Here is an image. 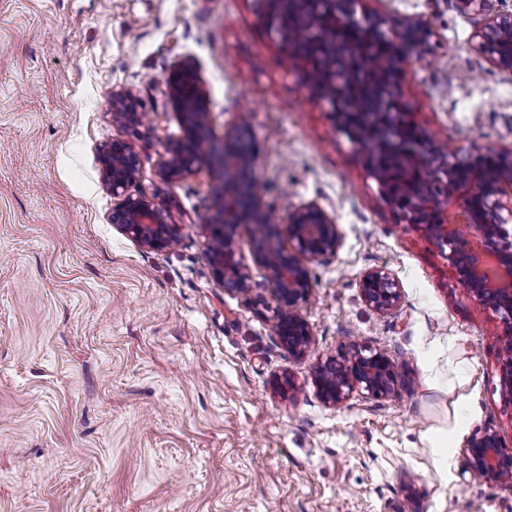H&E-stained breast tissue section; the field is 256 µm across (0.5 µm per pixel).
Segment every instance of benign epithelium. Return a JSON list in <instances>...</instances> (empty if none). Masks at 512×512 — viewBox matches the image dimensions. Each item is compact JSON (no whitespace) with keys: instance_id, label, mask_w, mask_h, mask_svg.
Listing matches in <instances>:
<instances>
[{"instance_id":"1","label":"benign epithelium","mask_w":512,"mask_h":512,"mask_svg":"<svg viewBox=\"0 0 512 512\" xmlns=\"http://www.w3.org/2000/svg\"><path fill=\"white\" fill-rule=\"evenodd\" d=\"M269 31L289 49L304 72L323 79L307 85L336 116L340 131L354 143L374 139L404 171L417 179L394 180L373 153L365 167L387 203L408 224L421 225L455 268L464 288L505 324L500 377L503 393L512 401V151L465 153L446 151L423 130L402 140L403 128L415 124L384 75L351 68L352 48L336 34L363 27L371 42L384 41L395 71L411 57L425 53L432 36L420 18L391 21L377 12L356 17L357 0H253ZM476 50L498 69L512 73V13L487 10L476 33ZM170 98L180 115L185 135L166 143L158 175L178 180L208 167L218 173L216 204L208 220L210 260L227 290L241 291L248 267L237 256L238 229L251 235L253 261L268 274L277 301L273 332L289 351L300 355L311 343L302 309L309 303L313 282L308 264L333 257L342 246L336 212L317 200H302L288 210L287 232L270 220L262 191L254 189L256 148L250 124L239 119L214 142L208 133V104L191 61L174 69ZM146 114L129 92L112 93V121L140 126ZM102 182L117 199L112 223L140 245L165 250L178 242L180 227L170 209L144 193L129 189L139 176L140 160L126 141L98 150ZM461 202L449 218L448 209ZM364 302L385 313L401 299L397 278L385 268L365 272L359 284ZM398 369L387 352L357 342L337 350L313 370L317 395L327 406L339 407L358 392L367 398L389 399L398 393ZM470 470L479 476L512 481V452L489 427L475 431L464 445Z\"/></svg>"}]
</instances>
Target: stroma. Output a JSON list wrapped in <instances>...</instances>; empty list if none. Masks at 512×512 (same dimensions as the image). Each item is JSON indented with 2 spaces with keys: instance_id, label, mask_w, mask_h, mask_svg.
<instances>
[{
  "instance_id": "stroma-1",
  "label": "stroma",
  "mask_w": 512,
  "mask_h": 512,
  "mask_svg": "<svg viewBox=\"0 0 512 512\" xmlns=\"http://www.w3.org/2000/svg\"><path fill=\"white\" fill-rule=\"evenodd\" d=\"M359 7L429 24L428 52L396 83L429 136L512 150V74L474 48L482 12L460 0ZM184 60L214 139L249 113L270 219L309 199L336 212L343 244L310 264L303 355L271 331L276 300L249 233L244 291L213 272V174L157 173L181 133L168 77ZM119 90L146 125L113 123ZM116 140L140 158L133 192L180 224L172 249L112 224L97 154ZM364 154L252 0H0V512H512V482L473 474L464 456L484 427L512 448L505 326L399 219ZM377 267L401 285L386 313L359 289ZM353 341L396 361V397L319 400L314 365Z\"/></svg>"
}]
</instances>
